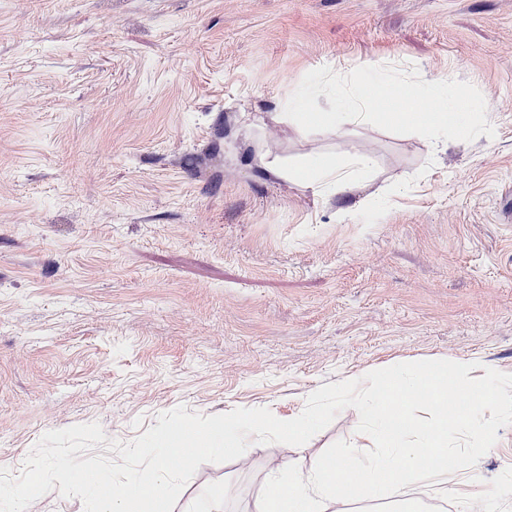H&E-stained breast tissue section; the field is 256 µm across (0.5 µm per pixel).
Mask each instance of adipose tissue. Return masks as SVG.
Returning a JSON list of instances; mask_svg holds the SVG:
<instances>
[{"label": "adipose tissue", "instance_id": "adipose-tissue-1", "mask_svg": "<svg viewBox=\"0 0 512 512\" xmlns=\"http://www.w3.org/2000/svg\"><path fill=\"white\" fill-rule=\"evenodd\" d=\"M269 168L318 194L340 191L354 177L369 173L373 160L361 154L341 164L321 156L309 175L277 160ZM475 380L480 387L472 389L469 411L457 415L449 390L472 388ZM506 384L512 385L511 375L491 371L477 359L451 367L424 366L411 378L400 368L351 378L348 405L359 416L354 447L334 459L296 462L288 482L268 480L255 512H353L359 503L372 512L380 502L398 505L402 512H423V500L415 493L418 485L443 499L452 481L473 472L474 453L459 451L461 439L471 440L475 452L496 449L498 428L484 412L497 404V393ZM341 484L346 491L340 495L336 489Z\"/></svg>", "mask_w": 512, "mask_h": 512}]
</instances>
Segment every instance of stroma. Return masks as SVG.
<instances>
[{
	"label": "stroma",
	"instance_id": "stroma-1",
	"mask_svg": "<svg viewBox=\"0 0 512 512\" xmlns=\"http://www.w3.org/2000/svg\"><path fill=\"white\" fill-rule=\"evenodd\" d=\"M329 67L483 94L494 137L442 140L284 114ZM371 173L315 194L263 170L332 155ZM512 372V0H0V458L99 423L130 443L177 406L288 416L395 364ZM301 446L202 464L183 512H253ZM512 512V411L433 512Z\"/></svg>",
	"mask_w": 512,
	"mask_h": 512
}]
</instances>
